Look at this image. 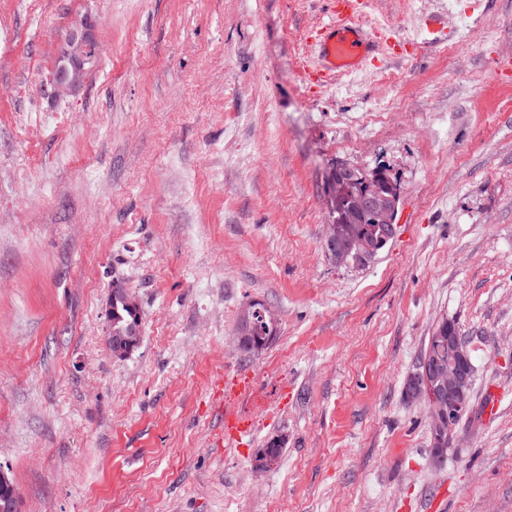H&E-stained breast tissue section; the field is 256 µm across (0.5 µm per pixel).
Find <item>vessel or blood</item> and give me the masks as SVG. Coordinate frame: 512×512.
Listing matches in <instances>:
<instances>
[{"label": "vessel or blood", "instance_id": "1", "mask_svg": "<svg viewBox=\"0 0 512 512\" xmlns=\"http://www.w3.org/2000/svg\"><path fill=\"white\" fill-rule=\"evenodd\" d=\"M332 20L315 38L318 63L312 74L314 83L333 82L338 73L353 70L379 51L377 39L366 36L356 19L362 0H330ZM254 426L250 421L225 415L219 442L240 448L250 439Z\"/></svg>", "mask_w": 512, "mask_h": 512}]
</instances>
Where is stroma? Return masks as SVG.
Returning <instances> with one entry per match:
<instances>
[{
	"label": "stroma",
	"mask_w": 512,
	"mask_h": 512,
	"mask_svg": "<svg viewBox=\"0 0 512 512\" xmlns=\"http://www.w3.org/2000/svg\"><path fill=\"white\" fill-rule=\"evenodd\" d=\"M330 21L326 0H0V465L17 512H512V0H370L359 26L401 51L315 86ZM79 25L100 54L59 96ZM339 161L401 191L398 233L364 266L324 247ZM117 285L141 313L122 357ZM251 302L278 332L246 353ZM443 320L478 418L438 466L403 387ZM241 379L256 427L239 451L218 435ZM274 439L275 467L248 481Z\"/></svg>",
	"instance_id": "1"
}]
</instances>
